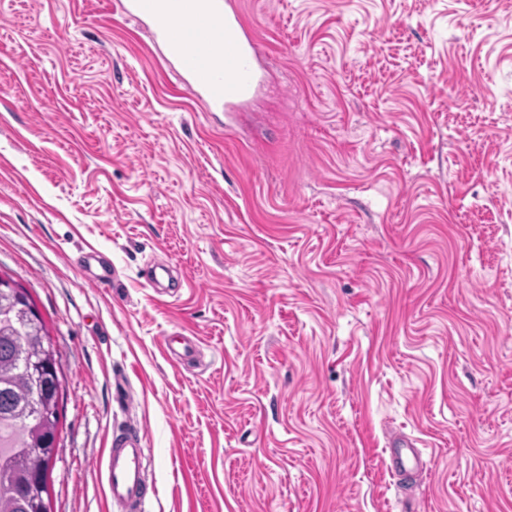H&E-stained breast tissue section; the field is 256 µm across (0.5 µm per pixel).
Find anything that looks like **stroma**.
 <instances>
[{"label":"stroma","instance_id":"stroma-1","mask_svg":"<svg viewBox=\"0 0 512 512\" xmlns=\"http://www.w3.org/2000/svg\"><path fill=\"white\" fill-rule=\"evenodd\" d=\"M112 3L0 0V275L64 370L52 512H127L130 431L143 512H512V0H237L261 86L229 111ZM394 435L422 466L388 472ZM144 451L139 435L126 437L112 443L104 462V481L109 497L129 510L137 509L147 495L142 472Z\"/></svg>","mask_w":512,"mask_h":512}]
</instances>
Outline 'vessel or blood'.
<instances>
[{
  "mask_svg": "<svg viewBox=\"0 0 512 512\" xmlns=\"http://www.w3.org/2000/svg\"><path fill=\"white\" fill-rule=\"evenodd\" d=\"M123 14L147 20L155 41L166 46L196 98L209 107L243 103L257 83L253 66L255 42L234 0H119ZM398 454L390 455L389 471L406 462L421 464L412 441L399 438ZM141 439L113 442L104 462L105 487L111 500L136 512L147 494L142 472Z\"/></svg>",
  "mask_w": 512,
  "mask_h": 512,
  "instance_id": "1",
  "label": "vessel or blood"
}]
</instances>
